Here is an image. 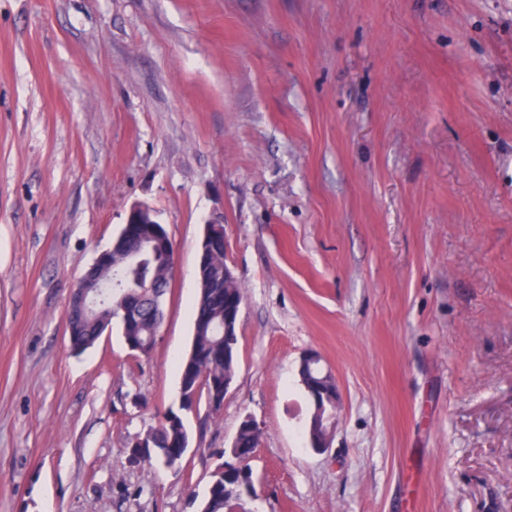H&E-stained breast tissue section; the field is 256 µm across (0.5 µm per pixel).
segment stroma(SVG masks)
<instances>
[{"label": "stroma", "mask_w": 512, "mask_h": 512, "mask_svg": "<svg viewBox=\"0 0 512 512\" xmlns=\"http://www.w3.org/2000/svg\"><path fill=\"white\" fill-rule=\"evenodd\" d=\"M135 203L175 245L156 343L72 351ZM216 213L236 376L180 469L130 464L179 404ZM247 415L249 512H512V0H0V512H196ZM149 210L148 207H146L143 204H133L130 207V210L127 215V219L125 222V225L120 232V234L115 238V241L112 243V245L106 249L101 251L97 257L94 259L93 263L90 265V267L85 271L83 277L79 280L76 287L73 288L68 304H67V310H66V321H67V327L69 331V342L71 344L72 334L71 329L69 328V319H74L77 317H81L83 315L87 314H93L96 312H100L102 310H109V312L112 314L113 308L118 307L119 310L122 312L123 316H126L129 318V314L127 310L123 307L122 301H119L118 305H112V300L114 296L110 293V288L108 286H100L98 288L91 287L90 284V278L89 274L94 265L106 263L110 260L112 257V253L115 252L117 249H120L123 251L126 259V262H134L136 261L140 256V250H130L124 243L125 241V229L129 227L131 224V234L133 237V241H136L139 239L143 234H145L146 229L149 226H153L152 224H142L141 220L142 217L147 213ZM105 308V309H103ZM224 216L221 214L213 215L204 225V232L199 244L198 250V264L202 265L207 260V244L211 239H214L224 234ZM320 363L321 357L318 354L314 352L306 353L301 359L300 370L307 381V389L310 392L316 407L315 413L311 417L308 426L310 444L315 451L323 453L330 447V434L335 426V420L337 419L339 399L337 387L336 398L335 396H330L321 392L319 384L331 383L330 380L332 379V376L328 371H323ZM312 370L322 374L321 379H314L311 375ZM326 405L332 407L336 406V413L328 412L325 415Z\"/></svg>", "instance_id": "35a3bbf8"}]
</instances>
